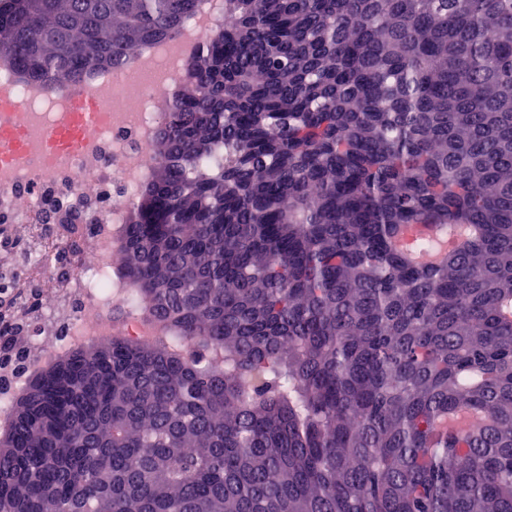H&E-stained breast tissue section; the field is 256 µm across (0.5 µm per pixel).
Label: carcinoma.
Segmentation results:
<instances>
[{"label":"carcinoma","mask_w":512,"mask_h":512,"mask_svg":"<svg viewBox=\"0 0 512 512\" xmlns=\"http://www.w3.org/2000/svg\"><path fill=\"white\" fill-rule=\"evenodd\" d=\"M194 3L0 0V56L61 88ZM224 13L122 255L169 336L33 376L0 512H512V0Z\"/></svg>","instance_id":"carcinoma-1"}]
</instances>
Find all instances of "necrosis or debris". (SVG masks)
<instances>
[{
  "label": "necrosis or debris",
  "instance_id": "1",
  "mask_svg": "<svg viewBox=\"0 0 512 512\" xmlns=\"http://www.w3.org/2000/svg\"><path fill=\"white\" fill-rule=\"evenodd\" d=\"M224 25V0H197L179 33L122 68L47 89L0 59V278L26 368L0 366V425L29 369L76 339L147 340L150 319L118 262L132 204L160 163L152 148L188 63ZM99 104L95 123L79 107Z\"/></svg>",
  "mask_w": 512,
  "mask_h": 512
}]
</instances>
